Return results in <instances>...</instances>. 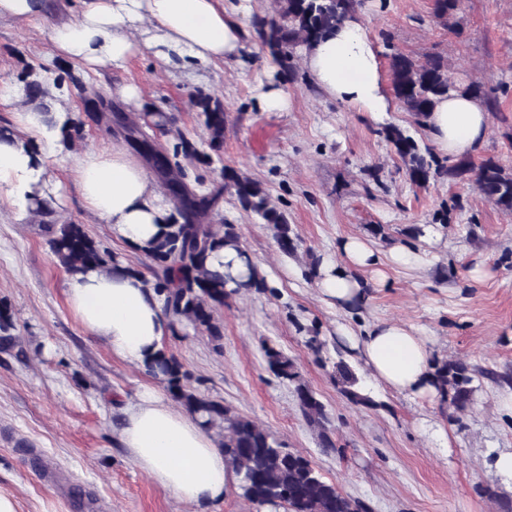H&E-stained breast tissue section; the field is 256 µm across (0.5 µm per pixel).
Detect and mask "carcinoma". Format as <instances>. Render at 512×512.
Here are the masks:
<instances>
[{"label": "carcinoma", "mask_w": 512, "mask_h": 512, "mask_svg": "<svg viewBox=\"0 0 512 512\" xmlns=\"http://www.w3.org/2000/svg\"><path fill=\"white\" fill-rule=\"evenodd\" d=\"M280 20L262 21L257 34L267 45L278 65L287 70L297 48L336 27L360 5V0H279ZM31 109L54 123L50 93L43 75L28 68L22 77ZM391 86L394 96L411 113L420 126L436 102L451 92L480 97L473 85L463 86L448 77V67L440 56L424 62L396 53L391 62ZM200 116L210 131L211 148L224 142V108L218 102L201 98ZM141 123L132 126L137 136L132 146L148 161L159 165L164 187L175 202L173 221L150 240L143 253L155 267L152 286L162 297L164 312L173 325L188 321L194 330L212 341L223 339V325L214 317V309L224 305L227 292L224 276L209 269L213 252L221 247L243 250L238 228L222 224L219 230L206 223L224 193L236 196L240 205L258 215L273 230L274 239L285 255L296 249L290 227L283 215L270 206L261 184L237 172H224V183L204 193L187 188L185 173L170 153L159 151L145 130H157L166 123L162 112H144ZM385 140L406 167L410 181L425 186L437 178L474 183L479 193L497 207L512 211V175L502 166L487 160L476 166L468 158L450 165L440 161L430 149H421L406 132L394 125L383 130ZM36 212L45 217L42 224L49 236L48 245L58 262L72 273L88 268L107 270L116 264L115 256L103 252L81 224H59L46 219L48 207L37 205ZM269 368L280 378L294 384L298 407L307 423L318 431L320 447L326 453L337 451L324 405L316 393L300 378L295 363L281 351L263 346ZM149 370L165 384L173 399L186 412L201 418L203 425L223 434L224 458L239 476L238 495L259 506L283 512H370L365 502L344 494L326 480L312 462L285 445L273 432L248 417L233 413L195 386V379L185 365L166 348L159 349L148 362ZM337 384L354 404L373 405L375 401L357 387V377L350 365L338 358L334 364ZM441 385L448 391V404L457 411L471 406L477 391L475 378L479 371L460 360L437 367Z\"/></svg>", "instance_id": "carcinoma-1"}]
</instances>
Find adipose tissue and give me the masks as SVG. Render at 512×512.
Here are the masks:
<instances>
[{
  "mask_svg": "<svg viewBox=\"0 0 512 512\" xmlns=\"http://www.w3.org/2000/svg\"><path fill=\"white\" fill-rule=\"evenodd\" d=\"M77 2L73 17L54 27L52 41L56 56L88 69L122 64L144 48L162 63L178 60L190 70L241 56L248 37L244 21L253 12L252 0ZM304 54L313 82L330 98L374 119L390 111L381 58L359 15L311 42ZM65 119V112H57L51 125L31 109L17 110L18 134L0 139V203L25 212L34 209L35 197H48L42 157L60 146ZM425 125L440 153L467 157L485 141L489 114L479 99L454 94L436 102ZM76 179L87 209L130 248L145 246L171 219L172 203L123 143L83 153ZM441 238L440 225L424 224L420 248L401 244L384 257L367 239L346 237L335 259L321 260L313 277L330 303L352 316L371 286H386V262L426 263L428 247ZM66 296L84 329L137 368H144L171 331L159 296L123 265L71 275ZM340 338L377 385L407 397L439 399L433 342L407 322L345 326ZM118 439L142 472L183 502L204 508L236 487L238 477L214 432L156 392H144L125 408Z\"/></svg>",
  "mask_w": 512,
  "mask_h": 512,
  "instance_id": "obj_1",
  "label": "adipose tissue"
}]
</instances>
